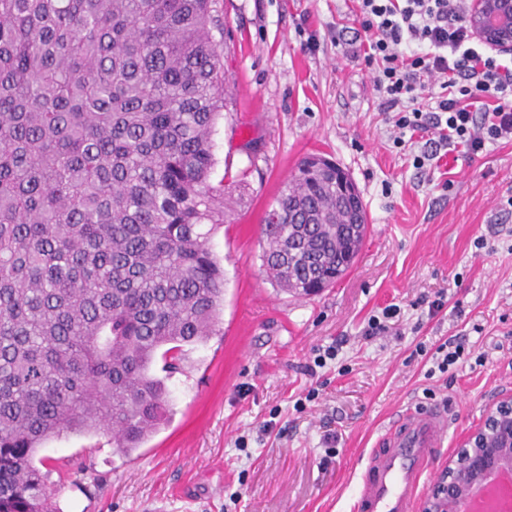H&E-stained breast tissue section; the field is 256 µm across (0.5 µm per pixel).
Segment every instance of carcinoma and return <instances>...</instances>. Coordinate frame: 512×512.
<instances>
[{"label": "carcinoma", "mask_w": 512, "mask_h": 512, "mask_svg": "<svg viewBox=\"0 0 512 512\" xmlns=\"http://www.w3.org/2000/svg\"><path fill=\"white\" fill-rule=\"evenodd\" d=\"M211 0H0V512H53L35 465L63 433L136 451L169 412L163 360L214 334L224 110ZM368 224L309 155L266 211L263 266L327 288Z\"/></svg>", "instance_id": "carcinoma-1"}]
</instances>
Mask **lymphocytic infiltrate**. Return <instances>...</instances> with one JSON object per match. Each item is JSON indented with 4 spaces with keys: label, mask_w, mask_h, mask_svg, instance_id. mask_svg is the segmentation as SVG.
<instances>
[{
    "label": "lymphocytic infiltrate",
    "mask_w": 512,
    "mask_h": 512,
    "mask_svg": "<svg viewBox=\"0 0 512 512\" xmlns=\"http://www.w3.org/2000/svg\"><path fill=\"white\" fill-rule=\"evenodd\" d=\"M354 39L402 145L428 135L423 168L441 149L475 156L512 142V66L486 53L464 0H355Z\"/></svg>",
    "instance_id": "1"
}]
</instances>
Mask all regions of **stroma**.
Segmentation results:
<instances>
[{
  "label": "stroma",
  "mask_w": 512,
  "mask_h": 512,
  "mask_svg": "<svg viewBox=\"0 0 512 512\" xmlns=\"http://www.w3.org/2000/svg\"><path fill=\"white\" fill-rule=\"evenodd\" d=\"M351 8L214 0L229 91L210 175L227 213L210 239L224 266L219 331L187 349L167 381V421L131 455L104 432L67 433L40 450L60 512H352L378 437L405 408L445 403L448 436L421 482L424 502L489 405L512 393V212L501 207L512 143L415 168L424 138L394 146L362 57L336 42ZM310 154L350 175L368 228L336 285L299 297L267 278L261 224ZM478 237L486 248L474 247ZM439 291L459 313L429 316L419 300ZM390 305L398 322L366 335ZM447 340L464 346L447 372L415 352ZM330 346L335 359L310 373ZM77 459L86 471L75 476Z\"/></svg>",
  "instance_id": "stroma-1"
}]
</instances>
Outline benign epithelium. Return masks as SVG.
I'll list each match as a JSON object with an SVG mask.
<instances>
[{
	"instance_id": "obj_1",
	"label": "benign epithelium",
	"mask_w": 512,
	"mask_h": 512,
	"mask_svg": "<svg viewBox=\"0 0 512 512\" xmlns=\"http://www.w3.org/2000/svg\"><path fill=\"white\" fill-rule=\"evenodd\" d=\"M469 19L488 47L512 52V0H472ZM506 468L512 470L511 393L488 408L481 426L448 458L425 512H470L471 496Z\"/></svg>"
}]
</instances>
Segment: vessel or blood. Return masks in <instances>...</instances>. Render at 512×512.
I'll return each mask as SVG.
<instances>
[{"label":"vessel or blood","instance_id":"vessel-or-blood-1","mask_svg":"<svg viewBox=\"0 0 512 512\" xmlns=\"http://www.w3.org/2000/svg\"><path fill=\"white\" fill-rule=\"evenodd\" d=\"M448 427L444 409H406L368 456L355 512H413L416 492Z\"/></svg>","mask_w":512,"mask_h":512}]
</instances>
